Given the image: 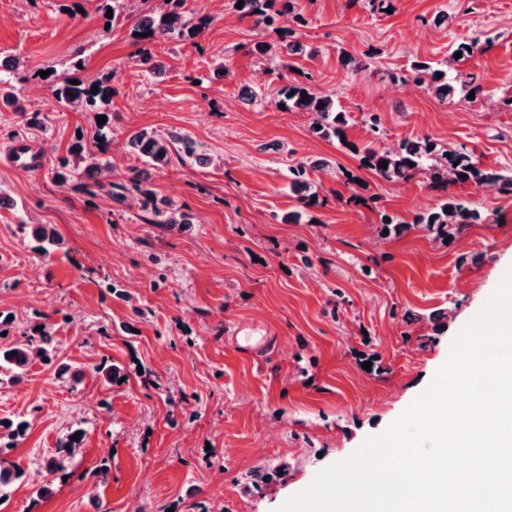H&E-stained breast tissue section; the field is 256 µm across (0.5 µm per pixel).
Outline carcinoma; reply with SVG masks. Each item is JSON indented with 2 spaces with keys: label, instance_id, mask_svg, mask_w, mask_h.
I'll use <instances>...</instances> for the list:
<instances>
[{
  "label": "carcinoma",
  "instance_id": "1",
  "mask_svg": "<svg viewBox=\"0 0 512 512\" xmlns=\"http://www.w3.org/2000/svg\"><path fill=\"white\" fill-rule=\"evenodd\" d=\"M185 0H165L167 9L157 12L153 9L137 8V21L132 33H140L143 40L149 43H167L171 40L184 41L204 33L209 25L206 16H189L182 11ZM236 12L243 21L254 27L270 26L277 20H288L294 13L293 0H232ZM442 77H437V74ZM408 78L416 84L423 85L440 98L446 99L455 93L452 78L448 77V65L432 61L418 63L410 68ZM23 82L0 74V101L17 104L13 81ZM71 78L65 77L51 87L52 98L67 108L80 112H98L110 105L114 88L111 80L87 82L78 80V84H70ZM97 92H92V89ZM279 105L285 112H309L313 116L311 131L325 140H336L346 146L352 153L359 156L360 165L388 182L408 180L423 174L433 188H445L450 184H473L494 187L502 193L512 194V169L496 170L483 168L474 157L464 149L445 147L429 137L405 139L392 150H381L373 143L360 147L347 142V112L341 109L336 99L328 94H319L309 86L285 85L278 92ZM127 146L131 153L143 163L163 169L173 158L180 160L195 159L202 161L204 157L197 153V143L188 135L171 132L166 136L147 129L132 133ZM387 167H382V162ZM324 162H298L288 166V180L292 187H309V171L322 169ZM132 188L141 197L143 221L162 228L176 224L193 223L192 216L181 210L158 206L157 194L137 172L130 179V186L113 185L111 196H124L127 188ZM382 229L395 236L402 234L412 226L430 234L433 239L441 242L447 238L460 236L473 224H484L487 217L483 210L462 197L449 194L442 198L433 208L415 214L412 222L407 223L394 216L384 214L380 217ZM18 231L30 234L39 243V249L48 255L58 244L53 229L46 224L31 226L22 221L17 224ZM49 326H44L39 336H26L24 339L8 346L0 347V376L3 372L10 373L9 381L14 383L22 379L34 357L40 356L49 361L52 338L48 333ZM28 425L25 420L0 422V500L6 498L11 489L20 481L24 471L14 463L4 459V453L17 446L18 440L24 437L26 430L20 426ZM78 439H72V436ZM84 431L73 430L60 438L57 451L46 459L45 469L50 474H58L65 470L66 460L73 451L80 447Z\"/></svg>",
  "mask_w": 512,
  "mask_h": 512
}]
</instances>
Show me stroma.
<instances>
[{
	"label": "stroma",
	"mask_w": 512,
	"mask_h": 512,
	"mask_svg": "<svg viewBox=\"0 0 512 512\" xmlns=\"http://www.w3.org/2000/svg\"><path fill=\"white\" fill-rule=\"evenodd\" d=\"M109 6L0 0V63L20 60L29 74L23 111L0 106V145L25 136L48 158L41 173L0 163V344L48 322L55 347L0 385V419L29 423L7 455L25 475L0 512H275L387 430L512 268V195L433 188L421 175L384 181L313 135L310 114L282 111L277 91L308 83L332 95L356 144L374 114L380 148L427 136L481 167L512 168V0H294L304 23L293 38L306 52L285 65L254 50L281 33L237 21L226 2L186 0L212 23L153 45L158 76L139 63L133 13L111 20ZM462 43L471 53L451 60ZM417 59L447 62L474 98L451 104L402 80ZM74 74L111 77L103 114L55 104L50 81ZM247 88L261 91L258 103L241 102ZM141 128L191 135L207 163L144 168L125 148ZM78 138L111 165L58 185L53 171ZM318 159V202L306 206L286 170ZM137 170L193 223L159 228L141 221L136 192L111 199ZM447 193L486 223L447 244L419 229L380 234V213L408 222ZM286 211L300 222L273 220ZM22 221L51 225L60 246L40 254L17 233ZM233 322L268 331L273 365L225 340ZM102 363L121 381L103 383ZM63 364L84 379L58 378ZM75 428L80 451L64 476L47 474L44 458ZM47 483L51 495L38 497Z\"/></svg>",
	"instance_id": "35a3bbf8"
}]
</instances>
